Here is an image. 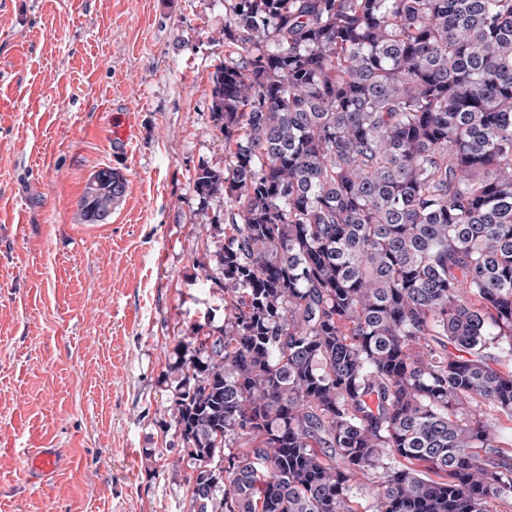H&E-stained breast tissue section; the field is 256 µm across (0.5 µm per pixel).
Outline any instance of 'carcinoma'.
<instances>
[{
	"label": "carcinoma",
	"mask_w": 512,
	"mask_h": 512,
	"mask_svg": "<svg viewBox=\"0 0 512 512\" xmlns=\"http://www.w3.org/2000/svg\"><path fill=\"white\" fill-rule=\"evenodd\" d=\"M224 325L176 348L190 512L512 501V0H235ZM116 170L78 203L103 224Z\"/></svg>",
	"instance_id": "1"
}]
</instances>
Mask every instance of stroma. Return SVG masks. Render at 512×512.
I'll list each match as a JSON object with an SVG mask.
<instances>
[{
	"label": "stroma",
	"mask_w": 512,
	"mask_h": 512,
	"mask_svg": "<svg viewBox=\"0 0 512 512\" xmlns=\"http://www.w3.org/2000/svg\"><path fill=\"white\" fill-rule=\"evenodd\" d=\"M232 0H7L0 5V512H190L164 406L173 348L224 323L209 277L228 202L200 201L224 169L212 115ZM137 109L122 164L112 110ZM126 192L79 220L91 175ZM34 448L62 449L51 481L21 480ZM162 448L166 463L147 449Z\"/></svg>",
	"instance_id": "35a3bbf8"
}]
</instances>
